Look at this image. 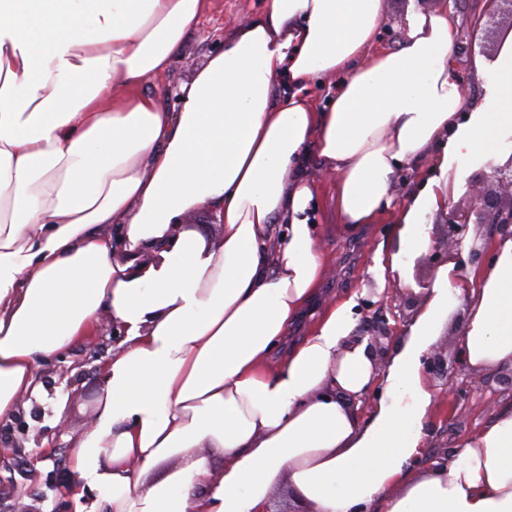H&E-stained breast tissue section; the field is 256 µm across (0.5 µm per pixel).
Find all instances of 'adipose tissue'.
Listing matches in <instances>:
<instances>
[{"label":"adipose tissue","instance_id":"obj_1","mask_svg":"<svg viewBox=\"0 0 512 512\" xmlns=\"http://www.w3.org/2000/svg\"><path fill=\"white\" fill-rule=\"evenodd\" d=\"M206 2L0 0V424L106 316L120 339L72 452L73 497L100 496L81 512H268L279 490L307 512H512V403L418 463L437 400L423 362L451 309L467 369L512 371V238L482 267L461 253L436 270L384 369L353 296L271 361L328 272L309 157L336 176L345 230L398 211L374 270L401 276L460 191L449 173L512 163V37L474 57L488 92L472 108L448 9L413 2L398 47L375 53L386 0H265L167 111L141 87ZM324 78L319 111L303 93ZM426 162L397 202L400 171ZM200 207L219 244L185 226ZM431 176L432 172L428 165H423L415 170L402 169L394 187L396 200L403 202L409 193L421 188Z\"/></svg>","mask_w":512,"mask_h":512}]
</instances>
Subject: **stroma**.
I'll return each mask as SVG.
<instances>
[{"label": "stroma", "mask_w": 512, "mask_h": 512, "mask_svg": "<svg viewBox=\"0 0 512 512\" xmlns=\"http://www.w3.org/2000/svg\"><path fill=\"white\" fill-rule=\"evenodd\" d=\"M264 0H208L197 32L185 42L162 79H147L144 93L157 96L168 108L176 109L180 100L176 91L190 81L208 59L223 50L224 38L237 26L257 17ZM450 7L460 20L456 70L470 102L481 99V80L470 70L474 55L494 59L508 36L512 35V17L493 15L487 0H451ZM311 175L319 183L322 198L320 221L326 226L318 245L329 258V270L322 285L320 303H327L357 293L360 305V333L380 325V309L376 302L379 282L372 273L378 245L395 250L394 219L384 216L379 223L369 224L349 234L335 223L331 193L335 176L319 166ZM448 215L437 213L430 228L431 245L425 252L405 261L400 289L405 306L400 318L393 320L394 329H402L415 316L424 299L439 259L447 250ZM114 332L109 318H102L95 334L85 337L53 361L37 371L41 389L37 397L20 408L11 424L0 425V512H15L18 504L29 505L33 512H78L80 502H91L99 492L84 490L82 501H75L68 491L72 478L71 446L96 410L102 394V366L112 355ZM489 386L485 393L470 394L459 400L456 412L448 420L431 419L422 463L452 454L459 441L473 432L484 419L483 403L512 401V391L497 381V372H487ZM55 447L52 457H41L42 441Z\"/></svg>", "instance_id": "stroma-1"}]
</instances>
